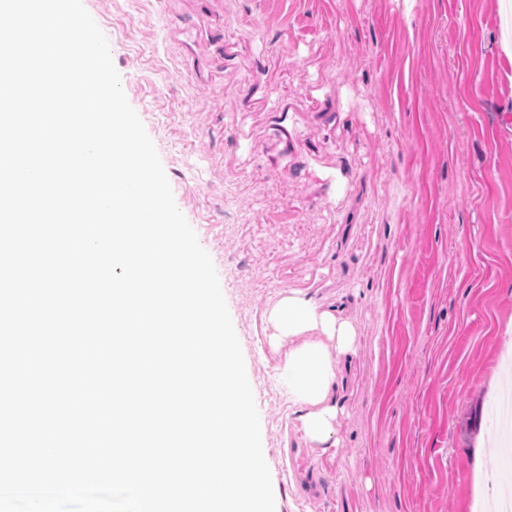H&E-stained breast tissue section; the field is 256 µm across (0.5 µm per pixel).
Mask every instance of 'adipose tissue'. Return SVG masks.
<instances>
[{
  "mask_svg": "<svg viewBox=\"0 0 512 512\" xmlns=\"http://www.w3.org/2000/svg\"><path fill=\"white\" fill-rule=\"evenodd\" d=\"M268 322L275 340L299 341L289 349L280 377L297 407L296 420L304 437L323 447L336 446L339 362L358 349L355 325L341 311L321 309L296 293L280 299Z\"/></svg>",
  "mask_w": 512,
  "mask_h": 512,
  "instance_id": "1",
  "label": "adipose tissue"
}]
</instances>
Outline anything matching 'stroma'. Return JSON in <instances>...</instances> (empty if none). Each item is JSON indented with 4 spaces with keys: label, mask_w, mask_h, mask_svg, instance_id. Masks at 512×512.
<instances>
[{
    "label": "stroma",
    "mask_w": 512,
    "mask_h": 512,
    "mask_svg": "<svg viewBox=\"0 0 512 512\" xmlns=\"http://www.w3.org/2000/svg\"><path fill=\"white\" fill-rule=\"evenodd\" d=\"M215 265L275 512H489L512 479V58L498 0H82ZM343 303L339 443L267 314Z\"/></svg>",
    "instance_id": "1"
}]
</instances>
